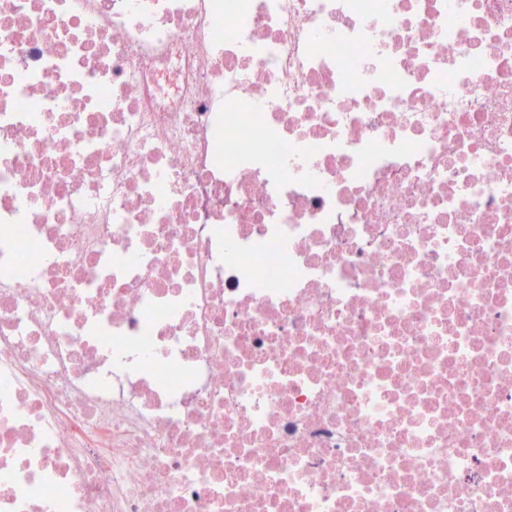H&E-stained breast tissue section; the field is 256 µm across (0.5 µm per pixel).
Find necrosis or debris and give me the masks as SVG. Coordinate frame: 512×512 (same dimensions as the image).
<instances>
[{
    "instance_id": "1",
    "label": "necrosis or debris",
    "mask_w": 512,
    "mask_h": 512,
    "mask_svg": "<svg viewBox=\"0 0 512 512\" xmlns=\"http://www.w3.org/2000/svg\"><path fill=\"white\" fill-rule=\"evenodd\" d=\"M0 512H512V0H0Z\"/></svg>"
}]
</instances>
